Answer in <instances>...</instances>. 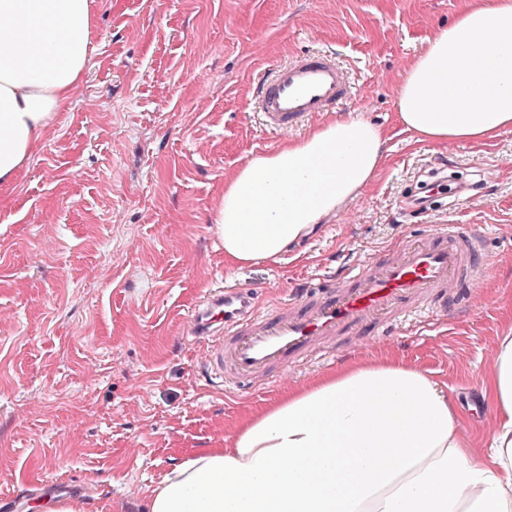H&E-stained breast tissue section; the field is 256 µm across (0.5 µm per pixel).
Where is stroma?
Returning a JSON list of instances; mask_svg holds the SVG:
<instances>
[{"instance_id":"stroma-1","label":"stroma","mask_w":512,"mask_h":512,"mask_svg":"<svg viewBox=\"0 0 512 512\" xmlns=\"http://www.w3.org/2000/svg\"><path fill=\"white\" fill-rule=\"evenodd\" d=\"M466 0H94L88 69L13 186L0 190V512H44L54 483L81 512H143L150 489L282 387L224 390L187 334L199 297L242 283L267 309L294 283L383 256L448 223L486 224L485 301L413 319L353 353L389 352L462 403L472 436L494 413L475 393L512 323V130L435 147L401 124L395 88L424 37ZM335 53L357 116L389 140L378 180L275 260L224 264L211 217L224 183L286 136L262 125L259 77Z\"/></svg>"}]
</instances>
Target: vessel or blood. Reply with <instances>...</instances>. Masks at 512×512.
Instances as JSON below:
<instances>
[{
    "label": "vessel or blood",
    "instance_id": "obj_1",
    "mask_svg": "<svg viewBox=\"0 0 512 512\" xmlns=\"http://www.w3.org/2000/svg\"><path fill=\"white\" fill-rule=\"evenodd\" d=\"M353 93L348 72L328 52H304L270 70L259 84L257 108L274 132L297 130ZM485 231L452 224L292 290L289 302L260 311L251 288L210 292L192 315L194 335L211 346L210 380L228 389H267L300 362L336 355L343 336H382L414 313L446 318L449 306L468 312L480 296L490 263Z\"/></svg>",
    "mask_w": 512,
    "mask_h": 512
}]
</instances>
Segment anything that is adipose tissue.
Instances as JSON below:
<instances>
[{
    "label": "adipose tissue",
    "mask_w": 512,
    "mask_h": 512,
    "mask_svg": "<svg viewBox=\"0 0 512 512\" xmlns=\"http://www.w3.org/2000/svg\"><path fill=\"white\" fill-rule=\"evenodd\" d=\"M94 0H0V188L33 157L83 79ZM433 144L512 130V0H475L422 41L395 90ZM369 120L320 125L253 156L213 222L233 267L276 259L355 201L383 158ZM480 392L496 424L465 436L445 385L390 354L350 359L247 417L227 448L191 453L145 512H512V327Z\"/></svg>",
    "instance_id": "adipose-tissue-1"
}]
</instances>
